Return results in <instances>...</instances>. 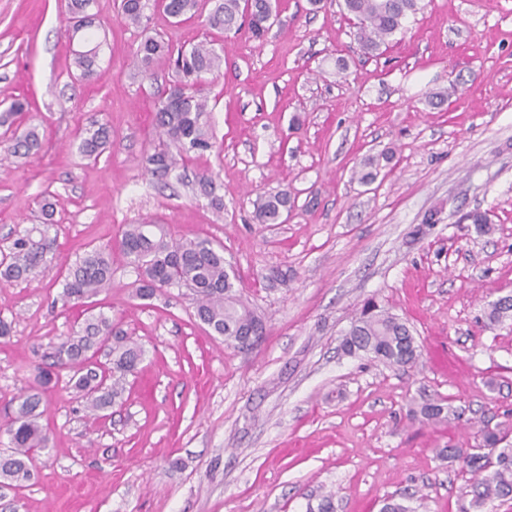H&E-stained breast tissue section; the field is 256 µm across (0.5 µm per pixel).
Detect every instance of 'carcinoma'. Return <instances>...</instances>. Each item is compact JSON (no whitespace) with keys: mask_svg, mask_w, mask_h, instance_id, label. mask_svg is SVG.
Listing matches in <instances>:
<instances>
[{"mask_svg":"<svg viewBox=\"0 0 512 512\" xmlns=\"http://www.w3.org/2000/svg\"><path fill=\"white\" fill-rule=\"evenodd\" d=\"M421 0H343L345 14L356 21V40L366 55L378 53L381 46L404 28L405 20L421 10ZM163 11L171 18L194 15L199 0H161ZM145 0H121L124 21L140 26ZM272 0H216L208 15L210 28L223 32L240 29L239 20L248 21L252 37L260 39L267 32ZM169 51L154 37H146L135 50L141 68L149 70L156 58ZM98 47L74 51V64L85 78L96 73ZM220 56L207 43L181 50L175 59L177 78L156 91L155 123L165 136L162 146L145 158V169L159 182H165L191 154H203L214 148L209 122V106L203 75L218 69ZM110 133L100 125L87 132L79 150L85 156L99 153ZM42 148L36 126L31 125L10 139L5 147L9 157L27 158ZM354 175L362 183L376 179L374 158L360 164ZM198 192L216 211L224 209L223 198L216 193L210 176L199 178ZM294 206V199L283 189L265 195L257 204L256 220L276 224ZM51 224L36 225L18 236L9 253L0 259V280L30 281L38 275L56 250L57 235ZM120 251L130 259L138 273L136 297L151 299L166 288H186L191 292L195 316L224 341L241 345L253 334L261 336L263 322L241 299L236 276L226 267L224 248L208 239L177 241L162 224H128L118 240ZM112 286V245L94 247L84 253L70 270L62 285V307H83L100 292ZM487 325L495 326L512 318V298L491 304L485 312ZM340 350L349 356L366 354L390 366L411 367L421 355L409 327L399 317L379 309L373 301L363 304ZM142 346L120 329L112 326L106 315H88L80 329L54 347L53 362L34 367L36 385L13 399L14 409L0 432L9 439L8 450L0 453V482L7 484L28 480L35 463L34 450L49 448L50 437L41 423L44 389L60 381L67 373L65 388L74 399L97 414L122 401L126 378L142 360ZM420 421L433 423L458 418L459 413L440 398L424 404ZM479 442L469 448H444L440 456L458 464L471 474L464 494L470 507L481 512L486 501L512 499V445L504 444L507 433L484 427L477 432Z\"/></svg>","mask_w":512,"mask_h":512,"instance_id":"obj_1","label":"carcinoma"}]
</instances>
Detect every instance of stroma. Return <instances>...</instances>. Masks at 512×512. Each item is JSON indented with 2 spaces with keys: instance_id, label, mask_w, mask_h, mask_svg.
<instances>
[{
  "instance_id": "obj_1",
  "label": "stroma",
  "mask_w": 512,
  "mask_h": 512,
  "mask_svg": "<svg viewBox=\"0 0 512 512\" xmlns=\"http://www.w3.org/2000/svg\"><path fill=\"white\" fill-rule=\"evenodd\" d=\"M342 0H280L262 40L207 24L214 0L175 22L158 6L145 28L120 0H95L88 41H70L64 0H0V103L25 98L38 155L0 163V251L54 203L57 250L30 282L0 283V424L34 384L33 367L78 331L79 310L54 299L91 246L123 225L155 222L177 240L224 248L263 334L237 347L201 326L186 289L134 295L136 273L112 253L103 312L145 350L121 404L101 419L62 387L45 393L52 443L31 480L0 485V512H306L336 495V512H380L409 495L413 512H472L468 474L439 449L473 445L479 427L512 435V321L484 312L512 295V0H423L376 57L363 56ZM174 47L207 42L215 148L163 184L144 158L159 144L154 91L175 78L130 65L143 34ZM100 47L97 73L76 79L73 51ZM348 67L337 72L336 59ZM446 95L439 107L428 95ZM107 125L97 159L78 150ZM380 159L376 180L353 172ZM215 178L224 210L197 191ZM288 190L281 224L254 204ZM486 211L491 233L471 224ZM406 322L421 356L390 367L339 345L367 299ZM456 362L447 374L439 352ZM444 398L459 419L412 417Z\"/></svg>"
}]
</instances>
